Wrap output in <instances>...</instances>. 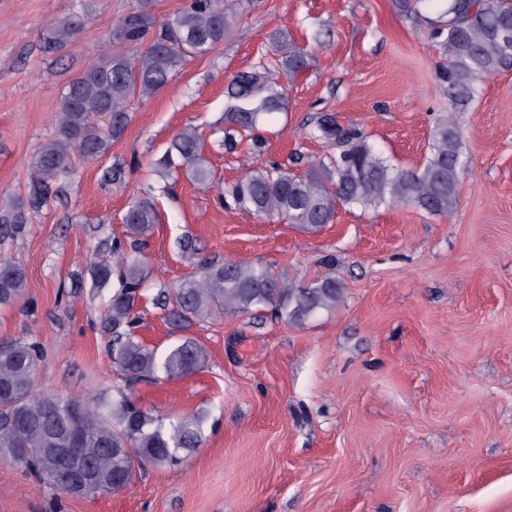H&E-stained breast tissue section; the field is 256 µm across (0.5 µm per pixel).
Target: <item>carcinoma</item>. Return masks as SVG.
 <instances>
[{
    "label": "carcinoma",
    "mask_w": 512,
    "mask_h": 512,
    "mask_svg": "<svg viewBox=\"0 0 512 512\" xmlns=\"http://www.w3.org/2000/svg\"><path fill=\"white\" fill-rule=\"evenodd\" d=\"M404 7L436 14L430 38L446 61L441 80L450 111H468L480 86L512 64V0H404ZM241 8L242 0H186L180 11L162 22L143 4L125 16L113 37L131 51L106 54L62 93L56 133L32 161L27 198L0 205V247L28 232L30 212L63 194L74 158L99 163L112 140L127 128L135 98L157 92L179 73L187 58L219 49L229 33L246 38L249 30L236 26ZM76 31L72 19L50 24L43 49L59 51ZM271 41L278 49L279 71L295 77L308 68L307 46L284 31L273 34ZM285 110L284 91L272 72L236 75L224 107V150L235 149L246 138L260 147L262 128ZM342 135L349 148L336 156H306L302 175L281 165H260L221 185L205 166L201 139L189 126L171 139L155 163L156 172L166 179L184 167L193 181L217 189L219 197L238 209L258 217L276 216L308 234L330 223L340 206L377 210L407 204L453 221L458 184L469 164L454 119L436 123L424 162L412 169L394 164L354 130L346 129ZM304 138L333 140L336 122L322 118L304 131ZM122 221L125 239L105 238L101 246L107 258L89 261L88 273L91 290L112 288L100 330L112 337V364L130 379H172L200 369L204 347L182 335L196 323L270 311L286 323L303 326L321 312L335 309L342 295L331 262L310 285L234 258L205 262L175 287L158 284L152 301L164 311L169 327L180 332L160 353L135 336L138 306L151 281L143 250L156 222L154 199H131ZM26 288L24 269L0 252V307L21 301ZM37 358L35 343L0 338V458L12 460L17 449H24L18 464L57 492L82 498L115 495L132 484L144 464L177 463L201 447L204 414L171 417L143 408L118 385L110 397L100 393L60 398L41 393L35 382ZM77 434L79 466L67 469L57 449L71 447Z\"/></svg>",
    "instance_id": "1"
}]
</instances>
